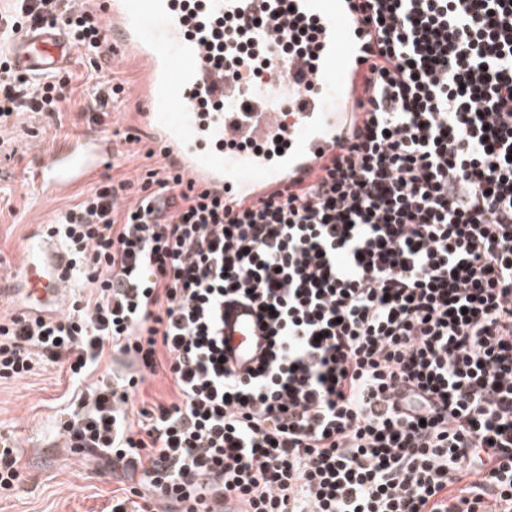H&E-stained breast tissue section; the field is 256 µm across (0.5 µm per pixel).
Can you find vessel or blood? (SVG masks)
<instances>
[{
	"instance_id": "b4317fda",
	"label": "vessel or blood",
	"mask_w": 512,
	"mask_h": 512,
	"mask_svg": "<svg viewBox=\"0 0 512 512\" xmlns=\"http://www.w3.org/2000/svg\"><path fill=\"white\" fill-rule=\"evenodd\" d=\"M260 6V0H200L193 9L181 0H108L104 12L115 60L132 57L142 67L141 126L163 145L166 161L230 205L308 178L346 136L366 69L360 23L346 0H294V16L317 24L316 58L296 60L291 78L274 88L224 76L207 52L217 22L253 14ZM10 57L17 69L45 77L70 67L73 49L65 28L37 27L13 39ZM204 100L214 104L213 112H199ZM278 135L285 149H267L268 138ZM113 154L111 138L85 129L50 152L31 181L58 191L85 181ZM68 292L62 249L33 234L21 249L18 269L0 288V302L35 314L61 308ZM224 338L244 365L251 362L250 347L263 343L253 312L242 305L225 308Z\"/></svg>"
}]
</instances>
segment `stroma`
<instances>
[{"label":"stroma","instance_id":"stroma-1","mask_svg":"<svg viewBox=\"0 0 512 512\" xmlns=\"http://www.w3.org/2000/svg\"><path fill=\"white\" fill-rule=\"evenodd\" d=\"M94 71L88 59L78 56L69 71L61 73L66 100L60 116L25 112L0 122V198L6 201L0 207V257L6 261L0 267L2 275L11 274L34 225L54 222L88 188L87 183H78L35 202L28 175L49 151L87 127ZM102 74L126 83L121 103L104 118L103 131L136 128L140 66L119 61L104 67ZM152 146L146 134L136 146L116 141L110 176L133 181L142 169L159 167L161 156L146 155ZM70 397L68 376L57 367L39 364L25 379H0V438L14 443L21 473L14 488L0 491V512H110L112 492L121 485L120 472L99 456L73 454L55 440L57 424L71 406Z\"/></svg>","mask_w":512,"mask_h":512}]
</instances>
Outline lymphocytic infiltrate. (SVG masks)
I'll return each instance as SVG.
<instances>
[{"label": "lymphocytic infiltrate", "instance_id": "lymphocytic-infiltrate-1", "mask_svg": "<svg viewBox=\"0 0 512 512\" xmlns=\"http://www.w3.org/2000/svg\"><path fill=\"white\" fill-rule=\"evenodd\" d=\"M359 10L360 122L308 179L234 207L166 164L92 186L47 227L89 295L0 316V378L66 366L62 446L139 474L130 494L164 512H512V0ZM287 12L224 20L215 66L261 69L257 25L312 54ZM35 23L100 61L104 26L70 0H13L0 42ZM65 99L0 50V120ZM231 303L264 332L243 370ZM120 356L133 371L97 378ZM150 378L172 399L136 405Z\"/></svg>", "mask_w": 512, "mask_h": 512}]
</instances>
